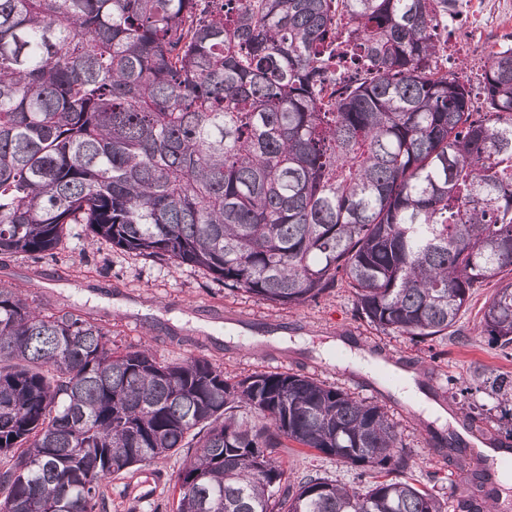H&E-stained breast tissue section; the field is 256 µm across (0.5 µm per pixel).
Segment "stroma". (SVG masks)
I'll use <instances>...</instances> for the list:
<instances>
[{
  "label": "stroma",
  "mask_w": 512,
  "mask_h": 512,
  "mask_svg": "<svg viewBox=\"0 0 512 512\" xmlns=\"http://www.w3.org/2000/svg\"><path fill=\"white\" fill-rule=\"evenodd\" d=\"M23 288L30 301L56 313L75 307L91 312L112 328L113 346L135 350L149 346L164 362L203 357L225 375L254 372L302 373L339 386L362 400L385 405L398 422L404 475L419 487H431L446 512H464L468 500L484 502L479 479L433 454L431 430L451 433L454 413L471 411L475 425L512 445V413L499 404L484 382L512 376V356L481 335L483 312L496 283L475 287L466 311L447 337L431 346H416L396 332H380L360 318L352 289L339 285L318 300L287 309L225 287L205 269L174 266L130 253L111 243L90 241L82 224L68 225L54 257L38 259L24 253L0 258V284ZM416 362L419 372L436 375L445 388L452 415L441 420L426 415L434 402L429 387L421 398L408 400L398 387L384 384L378 369L361 367L370 348ZM469 386L461 396L449 380ZM280 459L290 477L309 471L357 485V471L336 458L303 448H284ZM182 464L173 455L156 466H135L107 480L106 512H167L172 477ZM438 481H430V473Z\"/></svg>",
  "instance_id": "obj_1"
}]
</instances>
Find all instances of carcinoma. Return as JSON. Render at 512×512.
I'll use <instances>...</instances> for the list:
<instances>
[{"mask_svg": "<svg viewBox=\"0 0 512 512\" xmlns=\"http://www.w3.org/2000/svg\"><path fill=\"white\" fill-rule=\"evenodd\" d=\"M456 2L0 0V255L51 257L85 224L287 308L344 282L417 344L496 280L481 332L511 347L512 43L475 105L439 66ZM488 388L512 402L511 377ZM288 442L407 466L384 405L114 349L89 313L0 286V512H105L103 482L185 448L172 512H443L408 481L291 480Z\"/></svg>", "mask_w": 512, "mask_h": 512, "instance_id": "cac0c4a2", "label": "carcinoma"}]
</instances>
